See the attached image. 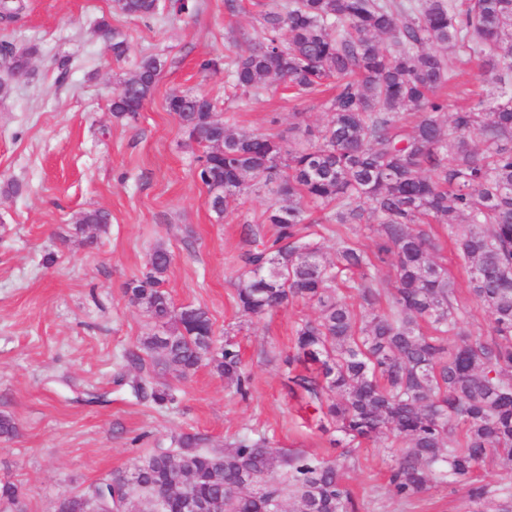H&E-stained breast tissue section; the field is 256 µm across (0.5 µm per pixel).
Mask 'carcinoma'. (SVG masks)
Instances as JSON below:
<instances>
[{
    "label": "carcinoma",
    "instance_id": "obj_1",
    "mask_svg": "<svg viewBox=\"0 0 512 512\" xmlns=\"http://www.w3.org/2000/svg\"><path fill=\"white\" fill-rule=\"evenodd\" d=\"M120 12L148 20L158 0H115ZM260 44L231 59L234 87L257 92L276 82L296 97L331 82L329 118L319 128L295 124L288 135L235 128L203 95L173 93L167 109L187 139L203 148L197 177L218 216L243 195L262 192V212L242 218L245 271L234 300L245 317L301 301L316 316L295 328V353L284 360V385L336 432L334 447L389 433L394 453L389 487L409 499L452 476L475 512H507L492 491L472 481L491 458L512 461V0H292L262 14ZM287 37H281V31ZM477 61L500 83L493 101L448 111L442 91L458 65ZM163 62L143 58L112 98L115 116L134 119L157 83ZM411 112L407 127L400 114ZM480 141L473 144L472 134ZM102 210L82 213L75 231L107 230ZM362 224L374 249L336 234L322 257L309 229ZM448 226L469 290L489 313L486 336H461L467 312L439 264L431 225ZM169 251L154 247L127 285L160 331L125 351L122 376L138 400L165 407L174 388L153 373L185 376L203 363L249 395L250 373L236 342L213 352L206 308H175L165 290ZM396 270L387 306L380 267ZM353 291L359 305L342 289ZM459 342L448 345V337ZM461 436L453 438L454 429ZM168 489L164 512H356L344 466L335 459L288 454L264 436L208 448L183 432L152 449L131 471L112 473L115 502L148 512L150 493ZM98 485L64 496L58 512H88Z\"/></svg>",
    "mask_w": 512,
    "mask_h": 512
}]
</instances>
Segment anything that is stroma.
Returning <instances> with one entry per match:
<instances>
[{
    "mask_svg": "<svg viewBox=\"0 0 512 512\" xmlns=\"http://www.w3.org/2000/svg\"><path fill=\"white\" fill-rule=\"evenodd\" d=\"M196 2L179 14L172 0H159L145 21L116 11L113 0H23L17 17L0 21V46L36 49L28 74L0 96V413L17 425L15 436L0 437V483L18 487L24 512H53L60 495L132 470L182 432L206 434L215 446L263 432L285 452L340 454L283 384L295 325L314 309L294 304L249 320L234 301L241 215L263 209V194L217 217L196 175L203 150L166 107L172 92H197L237 127L284 134L298 120L324 125L325 97L280 89L245 96L226 71L201 68L248 51L261 36L262 13L289 0ZM103 19L111 37L98 30ZM116 38L128 47L120 59L112 55ZM150 55L164 66L142 111L133 120L113 116V94ZM61 58L69 61L64 74ZM497 92L489 76L463 64L447 97L453 106ZM91 209L110 215L107 232L92 240L74 230ZM436 243L470 312L462 332L488 333L490 317L469 291L447 228H437ZM159 244L172 257L165 288L174 306L206 308L216 341L238 342L252 376L248 397L208 366L184 377L159 373L177 391L163 408L134 400L121 384L124 352L155 330L126 285ZM391 441L386 434L364 443L346 461L359 512H473L453 481L408 500L392 496Z\"/></svg>",
    "mask_w": 512,
    "mask_h": 512,
    "instance_id": "obj_1",
    "label": "stroma"
}]
</instances>
